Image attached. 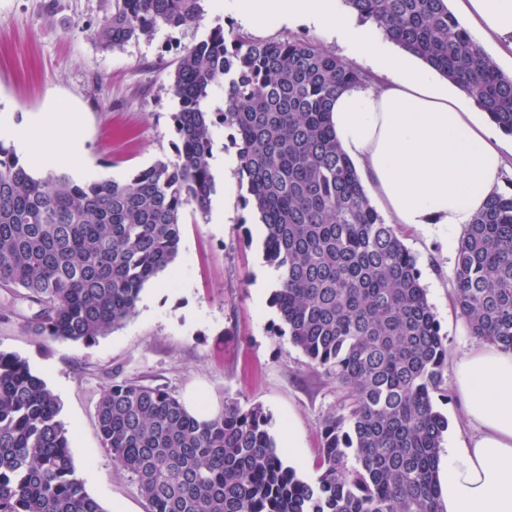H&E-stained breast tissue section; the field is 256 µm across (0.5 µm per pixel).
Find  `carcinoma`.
Segmentation results:
<instances>
[{"instance_id": "1", "label": "carcinoma", "mask_w": 512, "mask_h": 512, "mask_svg": "<svg viewBox=\"0 0 512 512\" xmlns=\"http://www.w3.org/2000/svg\"><path fill=\"white\" fill-rule=\"evenodd\" d=\"M449 80L512 135V77L448 0H343ZM202 0H112L110 49L196 24ZM366 74L314 41H261L217 27L174 72L179 143L128 182L43 176L0 140V286L39 306L36 337L90 344L135 310L175 262L188 207L214 192L213 128L231 130L242 197L263 226L282 326L347 403L322 423L312 484L284 465L259 405L200 420L166 389L113 383L96 419L118 470L150 512H443L437 483L448 419L434 409L446 336L414 256L370 204L332 131L336 94ZM224 105L210 109L214 87ZM454 300L478 341L512 350V193H495L459 241ZM54 391L0 351V512H105L72 464Z\"/></svg>"}]
</instances>
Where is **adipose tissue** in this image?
I'll return each instance as SVG.
<instances>
[{
    "instance_id": "1",
    "label": "adipose tissue",
    "mask_w": 512,
    "mask_h": 512,
    "mask_svg": "<svg viewBox=\"0 0 512 512\" xmlns=\"http://www.w3.org/2000/svg\"><path fill=\"white\" fill-rule=\"evenodd\" d=\"M457 11L512 53V0H455ZM242 25L302 19L329 32L377 75L341 91L331 123L392 223L467 226L502 184L501 145L467 102L469 92L396 52L372 23L335 10L330 0H240ZM37 124L50 140L82 155L81 130L66 107ZM455 389L473 432L442 451L438 484L444 512H512V351L481 343L454 369Z\"/></svg>"
}]
</instances>
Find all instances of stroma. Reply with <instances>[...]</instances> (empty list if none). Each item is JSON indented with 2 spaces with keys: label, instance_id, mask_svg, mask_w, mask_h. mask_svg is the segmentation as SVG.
I'll use <instances>...</instances> for the list:
<instances>
[{
  "label": "stroma",
  "instance_id": "1",
  "mask_svg": "<svg viewBox=\"0 0 512 512\" xmlns=\"http://www.w3.org/2000/svg\"><path fill=\"white\" fill-rule=\"evenodd\" d=\"M200 22L158 29L122 48L96 38L107 0H0V115L30 126L34 115L63 104L78 117L85 151L67 164L75 178L128 181L173 157L175 69L186 49L218 26H238L237 0H204ZM253 38L308 37L338 57L346 50L301 21H274ZM443 224L402 231L448 341L443 392L434 407L449 428L463 427L454 391L456 361L476 343L453 305L455 239ZM276 286L262 236L238 196L216 193L206 214H188L175 264L147 284L134 314L90 345L37 338L34 306L0 288V350L25 358L60 400L77 477L105 512H149L136 480L116 472L96 421L111 384L162 386L220 414L228 401L261 405L281 458L303 481L317 476L320 427L343 393L278 330Z\"/></svg>",
  "mask_w": 512,
  "mask_h": 512
}]
</instances>
